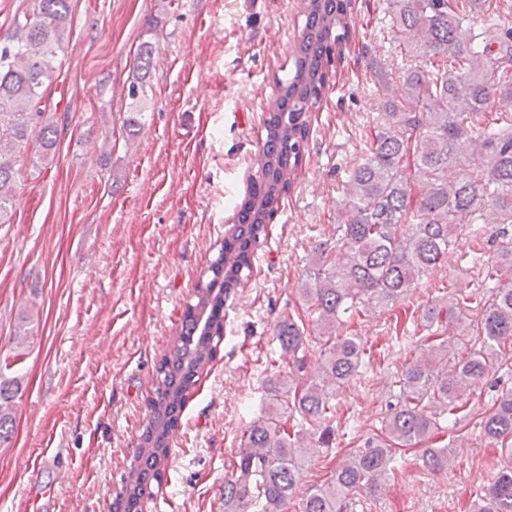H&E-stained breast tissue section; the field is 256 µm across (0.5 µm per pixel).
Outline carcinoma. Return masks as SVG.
Wrapping results in <instances>:
<instances>
[{
	"instance_id": "carcinoma-1",
	"label": "carcinoma",
	"mask_w": 512,
	"mask_h": 512,
	"mask_svg": "<svg viewBox=\"0 0 512 512\" xmlns=\"http://www.w3.org/2000/svg\"><path fill=\"white\" fill-rule=\"evenodd\" d=\"M352 0H306L303 37L293 67L277 81L279 95L269 112L257 155L249 200L224 233L212 278L195 288L180 342L157 369L150 414L132 451L128 480L115 492L116 508L140 512L160 482L168 455L166 438L200 373L214 359L224 330V299L252 270L250 256L267 237L269 220L291 188L288 173L301 158L312 117L327 88V69L349 31ZM394 39L401 49L395 83H384L385 111L364 145L359 163L345 181L336 240H320L301 288L317 314L323 337L320 377L295 386L271 382L269 410L242 435L234 469L224 480V512H288L304 479L306 424L321 425L336 390L359 375L364 349L354 336L336 330L367 308H388L406 300L418 281L442 266L465 227L512 224V113L493 116V106L512 105V28L495 0H390ZM70 0H34L0 35V224L12 216L16 159L37 136L42 156L58 142L68 116L46 112L43 94L54 81L56 62L71 34ZM155 67V50L143 43L128 84L131 100L123 126L127 138L143 125L141 103ZM423 184L411 201L410 181ZM500 260L487 266L486 300L474 343L453 358L448 340L421 348L403 370L396 407L385 435L368 439L336 473L307 489L301 512H344L356 489L376 487L395 475L396 449H417L430 473L448 469V446L436 436L457 428L466 392L489 373L493 359L512 361V242ZM455 306L435 300L422 318L432 327L454 314ZM280 349L297 371L305 368V328L288 318L277 324ZM21 375L0 365V445L15 433ZM480 434L512 456V388L501 391L478 423ZM478 512H512V466L505 465Z\"/></svg>"
}]
</instances>
